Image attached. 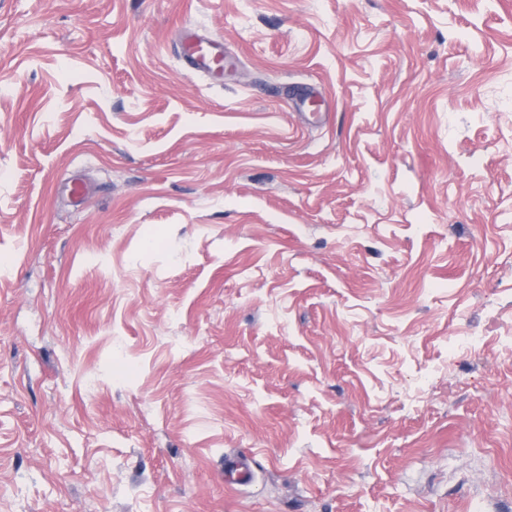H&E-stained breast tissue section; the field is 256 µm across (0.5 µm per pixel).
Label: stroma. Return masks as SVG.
<instances>
[{"label":"stroma","instance_id":"obj_1","mask_svg":"<svg viewBox=\"0 0 512 512\" xmlns=\"http://www.w3.org/2000/svg\"><path fill=\"white\" fill-rule=\"evenodd\" d=\"M0 512H512V0H0ZM186 57L191 65L200 70L219 76L224 70V50L216 40L195 35L193 30L184 31Z\"/></svg>","mask_w":512,"mask_h":512}]
</instances>
